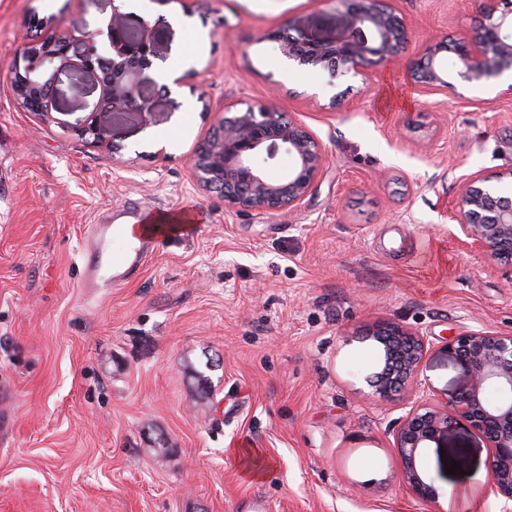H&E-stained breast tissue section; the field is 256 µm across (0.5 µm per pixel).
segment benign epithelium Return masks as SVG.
<instances>
[{"label": "benign epithelium", "instance_id": "7a95c632", "mask_svg": "<svg viewBox=\"0 0 512 512\" xmlns=\"http://www.w3.org/2000/svg\"><path fill=\"white\" fill-rule=\"evenodd\" d=\"M322 22L335 30L334 40L280 41L283 55L298 60L324 58L336 72L358 70L367 63L395 57L406 40L403 20L380 0H341V6L324 15ZM108 47L99 51L93 36L76 67L98 79L101 97L77 129L99 143H109L112 122L127 114L149 112L142 94L141 74L156 56V42L127 25L115 7L106 28ZM71 38L55 44L54 38L33 41L19 54L24 65L15 68L14 90L19 103L45 119L54 110L53 78L32 76L36 65L55 61L70 65ZM446 53L459 64L458 74L489 78L512 71V3L481 0L476 34L468 40L441 39L428 46L412 69L414 82L426 87L448 88L440 65ZM281 142L291 159L288 174L279 180L267 177L259 164L266 143ZM324 155L308 129L295 119L260 104L240 113L239 121L224 126V135L202 147L194 168L205 185H224V202L242 211L259 214L300 204L315 185ZM512 177V171L506 174ZM498 174H475L461 195L458 223L461 242L471 250L512 267V199L498 194ZM382 347L379 371L365 377L375 393L385 396L417 375L431 348L423 336L401 325L385 323L364 333ZM442 349L469 377V385L443 407L416 405L396 424L395 447L402 461V481L418 499L437 496L434 485L421 472V458L431 442L457 426L481 434L489 444L488 487L504 501L502 512H512V333L472 330L451 337ZM500 397L491 402L486 391Z\"/></svg>", "mask_w": 512, "mask_h": 512}]
</instances>
